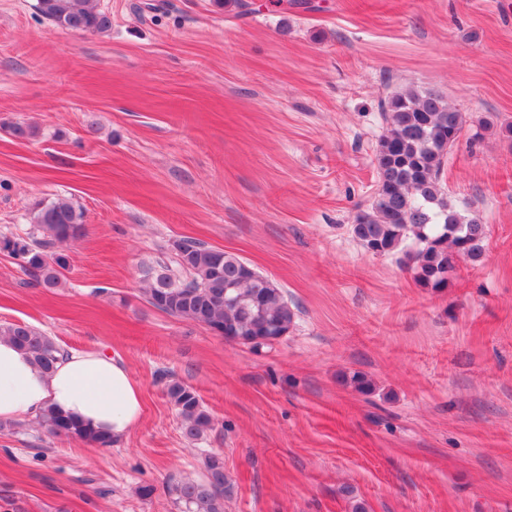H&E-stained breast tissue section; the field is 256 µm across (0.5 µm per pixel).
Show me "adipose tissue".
I'll use <instances>...</instances> for the list:
<instances>
[{
  "instance_id": "1",
  "label": "adipose tissue",
  "mask_w": 512,
  "mask_h": 512,
  "mask_svg": "<svg viewBox=\"0 0 512 512\" xmlns=\"http://www.w3.org/2000/svg\"><path fill=\"white\" fill-rule=\"evenodd\" d=\"M48 408L115 441L142 415L140 389L120 359L71 351L45 372L27 351L0 338V422L31 419Z\"/></svg>"
}]
</instances>
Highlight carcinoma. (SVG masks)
<instances>
[{
  "label": "carcinoma",
  "mask_w": 512,
  "mask_h": 512,
  "mask_svg": "<svg viewBox=\"0 0 512 512\" xmlns=\"http://www.w3.org/2000/svg\"><path fill=\"white\" fill-rule=\"evenodd\" d=\"M38 14L67 32L103 34L112 18L98 0H37ZM387 132L379 140L375 162L378 184L371 204L353 220L354 236L376 255L389 254L405 242L408 268L423 288L448 286L455 269L452 254L472 261L484 251L487 226L459 210L444 192L441 173L448 154L459 144L463 113L431 89L411 88L382 102ZM84 212L65 199L40 205L32 230L24 236L0 234V252L17 261L24 272L46 288L60 284L68 257L58 243L83 235ZM173 263L159 262L143 270L148 302L173 317L221 330L224 339L255 349L272 345L286 334L295 312L283 291L269 277L238 256L210 248L194 239L172 244ZM45 371L65 349L28 323L0 326ZM184 437L199 440L212 420L197 394L183 382H165ZM52 435L98 448L112 440L48 409L38 418ZM206 480L170 479L165 493L177 512H224V460L211 454L204 460Z\"/></svg>",
  "instance_id": "carcinoma-1"
}]
</instances>
